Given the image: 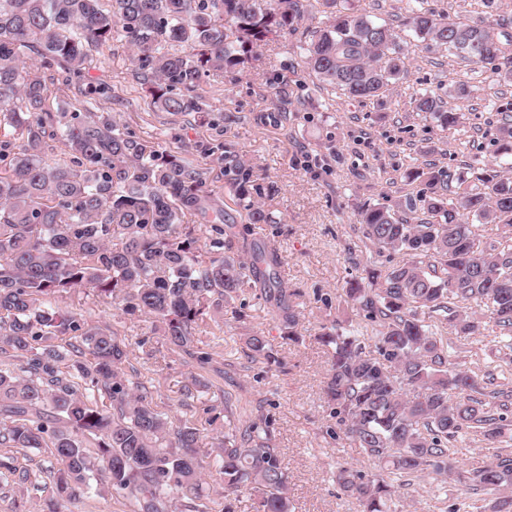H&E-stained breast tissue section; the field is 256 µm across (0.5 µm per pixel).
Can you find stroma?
<instances>
[{"mask_svg": "<svg viewBox=\"0 0 512 512\" xmlns=\"http://www.w3.org/2000/svg\"><path fill=\"white\" fill-rule=\"evenodd\" d=\"M304 2L307 13L294 34L268 41L236 70L211 72L203 94L213 112L228 116L217 126L158 110L134 75L131 50L121 42L90 52L83 81L68 80L57 68L44 72L47 109L109 113L140 138L181 155L205 171V189L229 223L242 218L226 189L224 162L211 153V144L224 142L235 159L253 168L263 186L260 202L274 218L257 228L256 237L277 248L285 280L300 293L298 340L283 338L251 288L225 306L220 337L204 336L216 353L213 366L204 369L172 352L150 319L127 315L91 290L65 294L56 304L89 325H106L125 336L127 364L138 381L152 387L158 411L194 421L204 439L222 428L225 401H232L238 418L270 417L292 512H359L357 501L340 490L336 472L343 466L370 472L374 464L330 415L323 393L328 349L317 336L322 327L338 323L371 342L378 325L345 303L343 289L364 266L385 270L401 264L403 256L376 253L359 230L358 210L371 203L403 214L406 198L422 188L420 181L407 179L410 169L431 164L455 175L467 164L484 166L499 126L512 119V83L476 65L452 62L447 52L414 46L409 34L407 70L387 97L348 99L316 78L299 49L307 30L326 20L323 0ZM275 76L286 84L287 100L271 90ZM461 84L469 91L463 100L455 95ZM425 90L463 112L458 129H442L413 112L411 96ZM256 332L267 336L284 371L249 363L244 338ZM449 353L485 375L493 389L507 392L503 414L512 425V369L503 361L493 324L453 341ZM194 379L201 392L180 406L183 386ZM8 454L32 479L20 485L0 469V512H48L57 469L50 449L12 448ZM390 512H483V502L455 482L422 474L396 486Z\"/></svg>", "mask_w": 512, "mask_h": 512, "instance_id": "stroma-1", "label": "stroma"}]
</instances>
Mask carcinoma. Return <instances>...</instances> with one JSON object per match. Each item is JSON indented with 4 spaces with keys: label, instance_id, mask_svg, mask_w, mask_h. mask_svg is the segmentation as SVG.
<instances>
[{
    "label": "carcinoma",
    "instance_id": "1",
    "mask_svg": "<svg viewBox=\"0 0 512 512\" xmlns=\"http://www.w3.org/2000/svg\"><path fill=\"white\" fill-rule=\"evenodd\" d=\"M328 22L309 32L306 62L319 80L354 100H378L405 72L407 43L399 31L343 0H324ZM484 17L448 21L414 0L404 20L417 41L462 63L489 65L512 79V13L501 0H482ZM304 18L302 0H0V122L19 132L0 163V447L50 448L59 463L48 512H72L84 495L109 490L132 512H235L247 492L256 512H291L288 475L271 443L272 420L232 421L214 437L224 476L222 500L203 490L200 429L159 412L153 391L125 371L129 343L108 327L90 326L55 298L88 288L128 314L155 322L172 351L201 365L214 312L252 284L288 340L299 339L298 293L281 275L276 249L250 239L252 225L273 217L255 201L261 187L243 162L224 164V177L245 225L222 226L205 172L159 144L120 127L109 113L84 118L45 109L48 87L25 66L22 49L40 67L59 66L81 79L88 51L110 41L133 50L137 77L153 103L171 113L207 117L202 83L212 70L245 64L272 35H288ZM176 43L185 51L171 52ZM413 111L443 129L464 115L431 93ZM61 138L71 165L48 162L44 144ZM494 162L449 184L442 170L408 173L422 179L424 217H401L365 204L363 237L408 259L390 269L367 266L347 282V300L383 331L369 350L339 328L318 339L330 348L325 393L336 424L379 466L367 474L339 471L338 482L360 512H387L392 476L434 474L489 495L485 512H512V455L459 468L449 444L464 432L490 445L505 436L503 418L482 400L484 377L451 363L443 337L427 324L436 314L448 333L474 336L481 322L456 308L475 302L512 350V247L481 244L469 220L498 224L512 241V125L495 138ZM210 224L202 249L186 215ZM80 339V345L66 340ZM247 356L283 368L266 336L245 337ZM109 400L99 405L96 396Z\"/></svg>",
    "mask_w": 512,
    "mask_h": 512
}]
</instances>
